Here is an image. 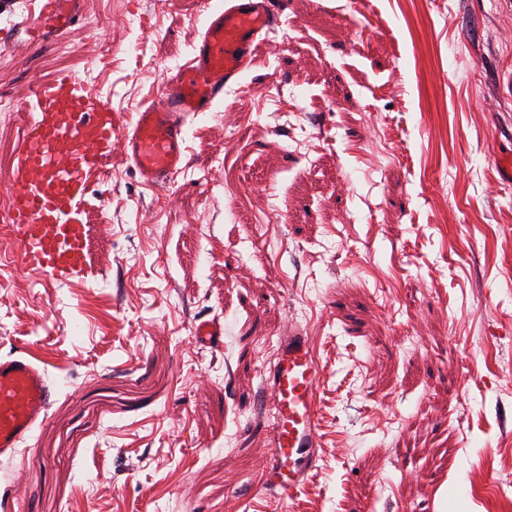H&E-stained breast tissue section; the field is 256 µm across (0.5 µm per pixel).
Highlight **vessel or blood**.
<instances>
[{"label": "vessel or blood", "instance_id": "obj_1", "mask_svg": "<svg viewBox=\"0 0 512 512\" xmlns=\"http://www.w3.org/2000/svg\"><path fill=\"white\" fill-rule=\"evenodd\" d=\"M82 5L83 0H31L27 44H43L75 27ZM276 23L271 0H225L208 8L191 58L129 121L123 150L145 183L160 184L182 170L187 117L210 111L225 87L239 82L262 36ZM18 109L22 135L0 222L10 226L25 267L54 281L88 275L84 203L112 159L120 117L97 86L76 82L66 72L34 82ZM190 334L216 348L224 325L198 320ZM322 378L307 336L289 330L264 372V398L276 416L275 450L264 467L270 489L294 494L319 470L316 396ZM51 397L44 370L27 354L0 360L1 460L14 458L43 421Z\"/></svg>", "mask_w": 512, "mask_h": 512}]
</instances>
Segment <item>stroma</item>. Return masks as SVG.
<instances>
[{"mask_svg": "<svg viewBox=\"0 0 512 512\" xmlns=\"http://www.w3.org/2000/svg\"><path fill=\"white\" fill-rule=\"evenodd\" d=\"M281 24L185 125L186 165L142 184L114 146L89 192L88 279L0 243V359L54 391L0 512H500L512 469V0H272ZM0 0V145L68 70L127 116L206 26L203 0H85L30 46ZM224 323L222 349L198 319ZM324 370L321 471L261 487L267 344ZM190 334L201 345L217 348L223 341L224 324L214 320H197L192 324Z\"/></svg>", "mask_w": 512, "mask_h": 512, "instance_id": "obj_1", "label": "stroma"}]
</instances>
